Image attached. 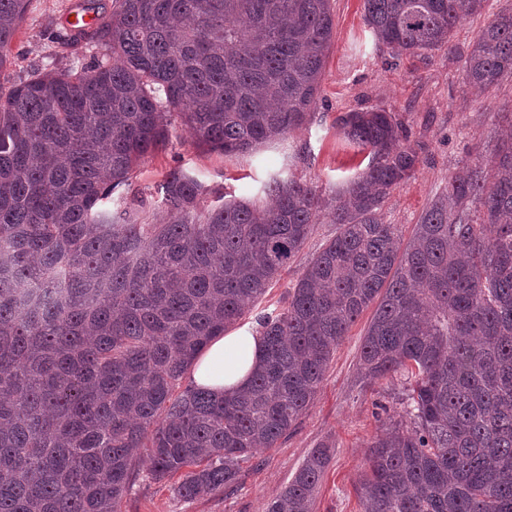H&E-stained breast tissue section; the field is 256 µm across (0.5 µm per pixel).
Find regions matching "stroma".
<instances>
[{
	"label": "stroma",
	"mask_w": 512,
	"mask_h": 512,
	"mask_svg": "<svg viewBox=\"0 0 512 512\" xmlns=\"http://www.w3.org/2000/svg\"><path fill=\"white\" fill-rule=\"evenodd\" d=\"M73 0H29L24 21L11 47L12 69L26 75L40 66L78 67L95 49L70 45L64 20ZM512 0H487L483 15L462 21L447 49L414 55H391L376 46L363 20V0H332L335 27L325 58L320 101L309 126L286 139L261 146L249 156L197 149L188 130L174 127L169 145L137 168L131 188L109 197L115 206L131 195L145 200L146 214L160 216L161 185L179 168L198 178L218 197H257L270 174L284 172L332 193L368 159L336 133V119L363 107H392L413 140L424 150L417 173L386 198L384 220L411 237L415 224L463 161L490 157L500 139L512 131V77L478 93L463 83L469 46L487 18ZM328 218L315 224L301 251L245 319L279 312L286 293L304 273L309 260L334 237ZM370 313L351 326L329 361L313 406L272 448H261L242 461L236 487L191 501L178 497L171 479L152 480L144 461L134 465L131 485L118 512H267L270 501L287 486L311 452L329 446L330 462L311 512H363L354 486L366 468L367 447L386 431L389 416L399 414L403 377L362 384L359 354Z\"/></svg>",
	"instance_id": "35a3bbf8"
}]
</instances>
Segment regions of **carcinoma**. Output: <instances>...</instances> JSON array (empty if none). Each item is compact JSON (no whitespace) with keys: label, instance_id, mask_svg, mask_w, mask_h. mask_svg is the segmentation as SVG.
<instances>
[{"label":"carcinoma","instance_id":"cac0c4a2","mask_svg":"<svg viewBox=\"0 0 512 512\" xmlns=\"http://www.w3.org/2000/svg\"><path fill=\"white\" fill-rule=\"evenodd\" d=\"M486 0H363L376 43L399 56L447 45ZM28 0H0V512H117L133 463L178 477L184 500L232 489L239 462L273 447L314 402L351 325L372 381L406 374L403 415L369 445L365 512H512V139L465 162L404 241L381 213L422 146L384 105L338 132L367 166L326 202L274 176L260 199L204 204L165 176L167 216L102 208L169 141L250 155L311 120L333 36L331 0H114L72 44L79 69L10 72ZM512 76V9L480 29L466 84ZM336 237L260 319L263 365L233 398L183 385L323 216ZM322 446L267 512H309Z\"/></svg>","mask_w":512,"mask_h":512}]
</instances>
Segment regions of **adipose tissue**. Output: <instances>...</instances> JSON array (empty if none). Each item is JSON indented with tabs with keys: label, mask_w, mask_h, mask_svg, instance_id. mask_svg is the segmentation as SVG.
Returning <instances> with one entry per match:
<instances>
[{
	"label": "adipose tissue",
	"mask_w": 512,
	"mask_h": 512,
	"mask_svg": "<svg viewBox=\"0 0 512 512\" xmlns=\"http://www.w3.org/2000/svg\"><path fill=\"white\" fill-rule=\"evenodd\" d=\"M263 354L262 339L242 326L215 338L190 367L192 381L227 395L246 387Z\"/></svg>",
	"instance_id": "obj_1"
}]
</instances>
